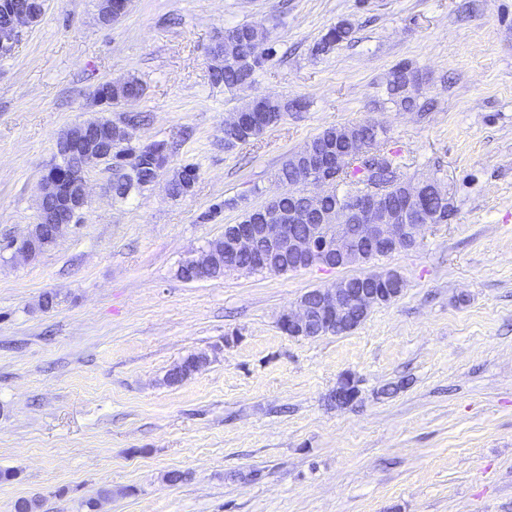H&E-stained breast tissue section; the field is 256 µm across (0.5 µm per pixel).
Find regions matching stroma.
Returning a JSON list of instances; mask_svg holds the SVG:
<instances>
[{
  "mask_svg": "<svg viewBox=\"0 0 512 512\" xmlns=\"http://www.w3.org/2000/svg\"><path fill=\"white\" fill-rule=\"evenodd\" d=\"M343 20L350 40L315 54ZM239 24L271 30L278 53L230 92L208 50ZM404 61L426 77L427 112L386 100ZM131 75L146 87L136 143L168 142L167 177L119 200L91 167L78 221L36 260L13 259L57 134L87 119L99 83ZM260 96L308 107L225 149V119ZM367 120L405 177L440 178L448 223L361 266L177 278L281 192L289 154ZM186 163L199 177L171 197ZM386 270L402 294L356 329L281 330L305 292ZM198 352L209 363L167 384ZM346 373L359 398L339 407ZM0 469L16 473L0 512L30 497L40 512L90 498L97 512H512V0H131L109 27L96 0H47L0 58Z\"/></svg>",
  "mask_w": 512,
  "mask_h": 512,
  "instance_id": "1",
  "label": "stroma"
}]
</instances>
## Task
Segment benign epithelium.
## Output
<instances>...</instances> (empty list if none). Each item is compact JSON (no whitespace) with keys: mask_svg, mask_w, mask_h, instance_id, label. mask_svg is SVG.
<instances>
[{"mask_svg":"<svg viewBox=\"0 0 512 512\" xmlns=\"http://www.w3.org/2000/svg\"><path fill=\"white\" fill-rule=\"evenodd\" d=\"M97 8L98 20L104 26L112 25L122 16L113 10L112 0H97ZM45 9L44 0H39L36 10L8 9L9 22L0 26L1 55L14 51L22 28L36 25ZM113 86L114 82L108 81L96 87L91 95V106L102 112L112 109ZM128 131L130 128L124 122L104 117L74 124L57 137L56 162L63 166L72 157L74 163L65 174L49 169L42 176L38 222L13 240L14 254L26 259L39 254L42 225L54 218L52 207L66 210L70 224L87 208L88 169L97 164L112 167V153L105 152L104 146L112 144L113 134ZM303 167L309 173L308 184L317 188V193L306 195V210L318 223L307 224L299 231L290 230V225L283 223L274 197L260 207L262 223L224 225V235L201 249L198 256L188 259L185 269L201 276L222 262L225 271H237L239 267L233 258L241 254L261 257L267 268H274L283 260L299 269H335L367 263L384 248L409 250L418 245L427 229V225L419 223V218L423 217L419 206L422 193L448 197L441 182L426 179L411 184L410 194L398 210L387 206L385 195L379 189L361 193L344 210L328 208L324 206L329 172L325 154L320 150L310 152ZM399 292L398 288H349L346 281L340 280L330 288L317 289L314 300H300L295 309L281 318V323L292 337H300L309 328L324 323L350 326L359 314ZM334 397L336 404L342 407L355 401L356 385L352 377L344 376L339 380Z\"/></svg>","mask_w":512,"mask_h":512,"instance_id":"benign-epithelium-1","label":"benign epithelium"}]
</instances>
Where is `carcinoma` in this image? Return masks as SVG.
<instances>
[{
    "mask_svg": "<svg viewBox=\"0 0 512 512\" xmlns=\"http://www.w3.org/2000/svg\"><path fill=\"white\" fill-rule=\"evenodd\" d=\"M234 33V44L224 49L223 63L218 65L209 63L211 81L217 85L233 91L250 85L254 81L255 74L264 66L274 53L273 44L269 43V35L265 30L257 29L249 24H241L228 28ZM353 32V25L348 20H343L321 38L314 47L317 54H327L335 47L349 40ZM423 83L421 71L408 62L399 63L392 79L387 83V101L399 111H420V89ZM145 90L141 80L132 76L121 85L112 89L113 105L124 103L129 95ZM263 109L276 117H283L285 113L301 111L305 103L301 100H283L278 98H266L262 102ZM267 124H247L237 135V142L224 145L231 149L236 144L247 143L259 138L266 129ZM358 130L362 137L375 139L385 147L384 155L373 157L365 163L348 167V171L341 181L331 180L327 188V199L331 203L341 207L346 205V200L353 189L368 181H375L385 185L386 198L390 204L401 202L408 182L400 172V166L396 161V154L387 147L389 138L387 131L378 129L374 122L358 124ZM340 133V127L334 126L325 129L312 141L293 152L283 161L277 171V180L281 183L305 184L303 179L302 161L312 149L336 146V136ZM112 158L116 159L115 169L112 170V194L124 199L134 189H140L151 184L154 175L164 165L169 163L170 152L165 141H154L143 147H136L133 142L112 152ZM198 167L194 164L184 165V177L182 180L172 181V192L176 197L184 196L192 191L198 175ZM424 213L434 216L435 224L448 223V200L440 199L431 194L424 198ZM207 359L203 353L188 355L175 366L167 375L166 380L170 384H178L191 376L199 365Z\"/></svg>",
    "mask_w": 512,
    "mask_h": 512,
    "instance_id": "obj_1",
    "label": "carcinoma"
}]
</instances>
